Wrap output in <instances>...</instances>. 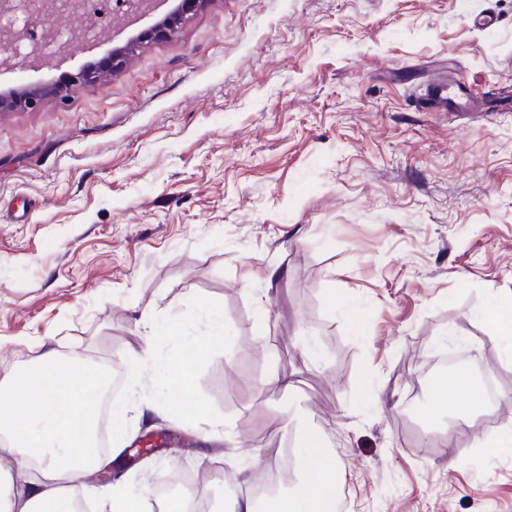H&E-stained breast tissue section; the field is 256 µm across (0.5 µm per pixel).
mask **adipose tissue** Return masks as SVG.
<instances>
[{
  "instance_id": "obj_1",
  "label": "adipose tissue",
  "mask_w": 512,
  "mask_h": 512,
  "mask_svg": "<svg viewBox=\"0 0 512 512\" xmlns=\"http://www.w3.org/2000/svg\"><path fill=\"white\" fill-rule=\"evenodd\" d=\"M160 333L180 343V353L166 364L168 395L193 402L196 357L224 335V323L210 315L204 336L185 335L180 320H170ZM104 371L80 355L59 358L46 352L34 364L0 380V457L11 459V471L0 470V512H69L71 482L81 474L79 462L92 446L91 421L102 393ZM461 390L458 404L448 402L449 388ZM428 404L463 423L487 409L475 381L462 372L433 380ZM230 456L237 476L249 483L252 470H268L292 455L299 466L296 481L272 497L264 512H336L340 470L317 430L302 433L291 450L255 452L231 440Z\"/></svg>"
}]
</instances>
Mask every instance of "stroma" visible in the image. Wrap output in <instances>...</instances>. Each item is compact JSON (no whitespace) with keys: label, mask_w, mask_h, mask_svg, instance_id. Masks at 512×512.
Listing matches in <instances>:
<instances>
[{"label":"stroma","mask_w":512,"mask_h":512,"mask_svg":"<svg viewBox=\"0 0 512 512\" xmlns=\"http://www.w3.org/2000/svg\"><path fill=\"white\" fill-rule=\"evenodd\" d=\"M170 9L0 72V92L45 90L0 109V378L76 351L122 369L125 447L195 443L105 454L118 479L86 484L88 512L186 463L222 499L225 434L261 448L311 426L337 442L345 512H512V449L475 445L512 426V347L482 318L512 297V112L420 107L437 73L512 90V0H205L137 42ZM123 45L106 79L52 91ZM208 308L225 337L184 412L164 382L178 342L139 360L142 317L201 336ZM459 345L500 394L426 428L425 367Z\"/></svg>","instance_id":"1"}]
</instances>
